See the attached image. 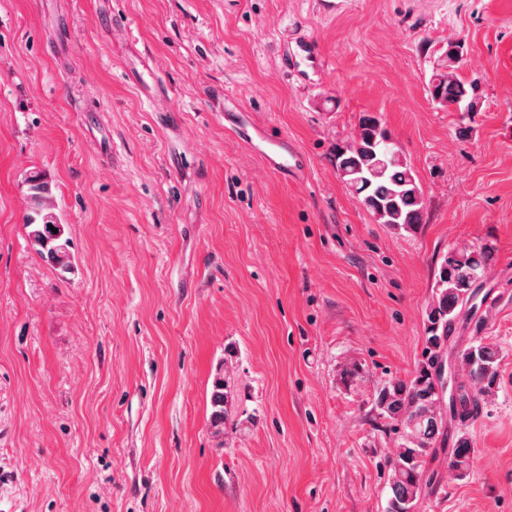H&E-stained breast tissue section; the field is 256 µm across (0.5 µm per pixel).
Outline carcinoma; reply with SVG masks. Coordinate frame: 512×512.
Instances as JSON below:
<instances>
[{
	"label": "carcinoma",
	"instance_id": "carcinoma-1",
	"mask_svg": "<svg viewBox=\"0 0 512 512\" xmlns=\"http://www.w3.org/2000/svg\"><path fill=\"white\" fill-rule=\"evenodd\" d=\"M428 91L442 107L477 104V84L459 77V66L443 62L432 74ZM394 140L382 121L373 115L362 118L349 143L336 146V170L354 181L355 195L375 221L396 233H412L421 221L424 199L411 164L393 154ZM29 211L25 226L34 250L46 257L62 274L73 268L67 225L55 221L56 200L50 185L38 173L26 179ZM488 253L482 248L463 246L448 252L435 277L426 309L424 346L414 375L382 385L374 400L377 416L387 421L398 435L394 464L389 476L392 497L387 512H416L422 490L429 484L426 459L448 432V415L442 413V394L434 384L441 358L448 356V339L460 325L459 317L471 298L470 287L485 279ZM463 363L476 361L469 378L458 383L459 409L455 417L466 421L478 417L498 388L501 351L483 338L473 340L458 352ZM229 382L215 381L210 424L214 433L224 430L227 419ZM474 454L467 433L457 435L450 462L465 477Z\"/></svg>",
	"mask_w": 512,
	"mask_h": 512
}]
</instances>
